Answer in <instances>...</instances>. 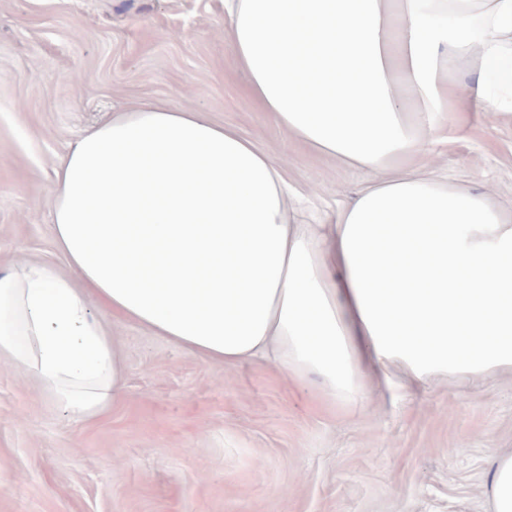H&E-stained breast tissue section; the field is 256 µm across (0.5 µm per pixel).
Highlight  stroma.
<instances>
[{
    "label": "stroma",
    "mask_w": 512,
    "mask_h": 512,
    "mask_svg": "<svg viewBox=\"0 0 512 512\" xmlns=\"http://www.w3.org/2000/svg\"><path fill=\"white\" fill-rule=\"evenodd\" d=\"M224 42V0H0V273L67 271L48 222L54 167L84 130L139 102L202 112L263 151L332 213L362 189L288 138L247 95ZM436 166L512 205V115L472 112ZM119 402L74 420L0 362V512H491L512 452V374L456 375L406 396L333 407L319 377L206 361L109 320Z\"/></svg>",
    "instance_id": "35a3bbf8"
}]
</instances>
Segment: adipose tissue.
Masks as SVG:
<instances>
[{"instance_id":"adipose-tissue-1","label":"adipose tissue","mask_w":512,"mask_h":512,"mask_svg":"<svg viewBox=\"0 0 512 512\" xmlns=\"http://www.w3.org/2000/svg\"><path fill=\"white\" fill-rule=\"evenodd\" d=\"M248 95L311 151L365 171L297 221L282 161L203 113L139 103L55 168L69 273L0 276V362L76 420L123 393L93 304L201 357L317 375L330 401L448 373L512 374V211L428 170L436 120L512 112V0H224ZM477 72L458 87L460 65Z\"/></svg>"}]
</instances>
